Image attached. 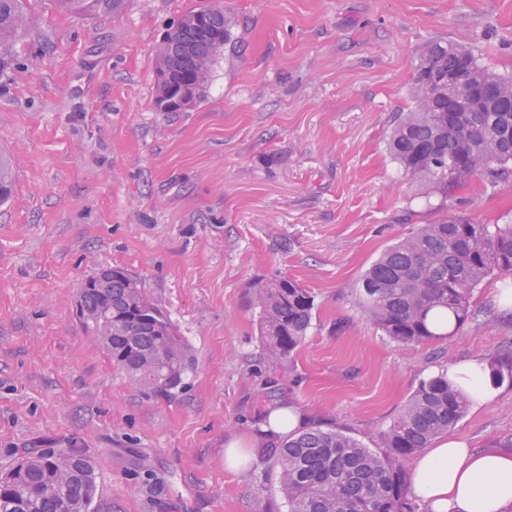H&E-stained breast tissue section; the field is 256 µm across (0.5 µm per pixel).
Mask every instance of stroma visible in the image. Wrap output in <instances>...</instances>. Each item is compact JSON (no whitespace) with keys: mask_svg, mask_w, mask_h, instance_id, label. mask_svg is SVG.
Returning <instances> with one entry per match:
<instances>
[{"mask_svg":"<svg viewBox=\"0 0 512 512\" xmlns=\"http://www.w3.org/2000/svg\"><path fill=\"white\" fill-rule=\"evenodd\" d=\"M35 24L0 67V474L23 453L92 460L90 512H287L275 469L225 442L278 406L340 424L369 448L422 381L512 359V309L488 276L463 330L405 344L354 303L361 274L414 225L512 220V185L448 199L388 150L414 107L426 47H466L512 79V0H223L231 41L191 109L154 105L166 30L214 0H126L83 16L23 0ZM104 267L140 281L194 352L182 387L144 391L77 315ZM285 276L315 297L283 364L262 349L253 285ZM512 449V381L449 431Z\"/></svg>","mask_w":512,"mask_h":512,"instance_id":"1","label":"stroma"}]
</instances>
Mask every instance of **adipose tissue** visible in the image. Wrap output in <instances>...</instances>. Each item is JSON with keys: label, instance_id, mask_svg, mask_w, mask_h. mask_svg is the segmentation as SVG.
<instances>
[{"label": "adipose tissue", "instance_id": "ef3b65f1", "mask_svg": "<svg viewBox=\"0 0 512 512\" xmlns=\"http://www.w3.org/2000/svg\"><path fill=\"white\" fill-rule=\"evenodd\" d=\"M428 512H506L512 507V451L474 453L438 439L417 460L409 487Z\"/></svg>", "mask_w": 512, "mask_h": 512}]
</instances>
